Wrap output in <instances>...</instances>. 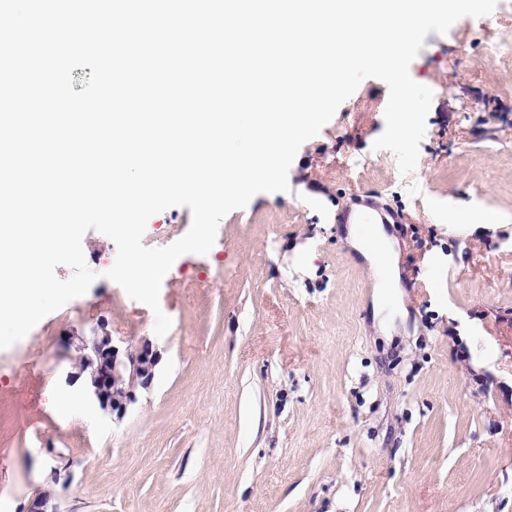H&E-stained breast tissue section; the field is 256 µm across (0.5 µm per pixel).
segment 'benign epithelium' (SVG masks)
I'll return each instance as SVG.
<instances>
[{"label": "benign epithelium", "mask_w": 512, "mask_h": 512, "mask_svg": "<svg viewBox=\"0 0 512 512\" xmlns=\"http://www.w3.org/2000/svg\"><path fill=\"white\" fill-rule=\"evenodd\" d=\"M67 348L74 349L73 376L84 378L82 398L105 414L122 419L136 401V389L150 385L160 353L145 339L121 347L107 325L97 322L71 336ZM28 512H59L53 496L44 492L34 499Z\"/></svg>", "instance_id": "obj_1"}]
</instances>
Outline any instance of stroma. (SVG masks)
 <instances>
[{
  "label": "stroma",
  "mask_w": 512,
  "mask_h": 512,
  "mask_svg": "<svg viewBox=\"0 0 512 512\" xmlns=\"http://www.w3.org/2000/svg\"><path fill=\"white\" fill-rule=\"evenodd\" d=\"M409 73L433 91L412 174L372 148L388 88L365 79L299 149L290 192L255 194L175 260L163 338L105 278L113 241L84 235L98 280L0 349V512L44 491L62 512H512V0L429 33ZM363 196L400 219L409 319L388 336L336 222ZM463 206L503 224L452 229ZM191 223L167 209L143 244ZM100 320L162 353L117 422L67 382L66 337Z\"/></svg>",
  "instance_id": "35a3bbf8"
}]
</instances>
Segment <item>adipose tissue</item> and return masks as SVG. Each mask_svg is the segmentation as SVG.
I'll return each instance as SVG.
<instances>
[{"label":"adipose tissue","mask_w":512,"mask_h":512,"mask_svg":"<svg viewBox=\"0 0 512 512\" xmlns=\"http://www.w3.org/2000/svg\"><path fill=\"white\" fill-rule=\"evenodd\" d=\"M346 242L368 264L376 277L388 278L387 288L379 291L374 300V317L384 321V306L395 288L399 286V269L395 243L386 227L381 224L373 225L370 238H363L360 227L356 224L346 228Z\"/></svg>","instance_id":"adipose-tissue-1"}]
</instances>
